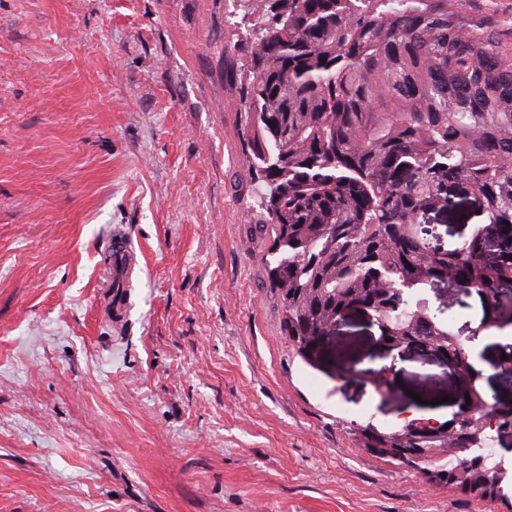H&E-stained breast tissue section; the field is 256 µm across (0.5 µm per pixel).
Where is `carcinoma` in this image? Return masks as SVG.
<instances>
[{"instance_id":"carcinoma-1","label":"carcinoma","mask_w":512,"mask_h":512,"mask_svg":"<svg viewBox=\"0 0 512 512\" xmlns=\"http://www.w3.org/2000/svg\"><path fill=\"white\" fill-rule=\"evenodd\" d=\"M239 66L240 125L274 233L267 267L285 335L306 357L341 308L372 304L395 336L451 333L420 318L430 277L512 284V64L465 0H266ZM466 183L486 223L437 247L416 222ZM465 452L412 469L482 498L506 462L512 405L481 396L449 420ZM451 472V479L442 477Z\"/></svg>"}]
</instances>
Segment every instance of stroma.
Listing matches in <instances>:
<instances>
[{
	"label": "stroma",
	"mask_w": 512,
	"mask_h": 512,
	"mask_svg": "<svg viewBox=\"0 0 512 512\" xmlns=\"http://www.w3.org/2000/svg\"><path fill=\"white\" fill-rule=\"evenodd\" d=\"M466 6L512 61V0ZM242 15L0 0V512H512V475L483 500L349 429L453 416L451 370L386 352L357 311L309 357L285 336L227 77ZM116 228L138 257L119 321ZM425 295L471 335L477 298Z\"/></svg>",
	"instance_id": "1"
}]
</instances>
